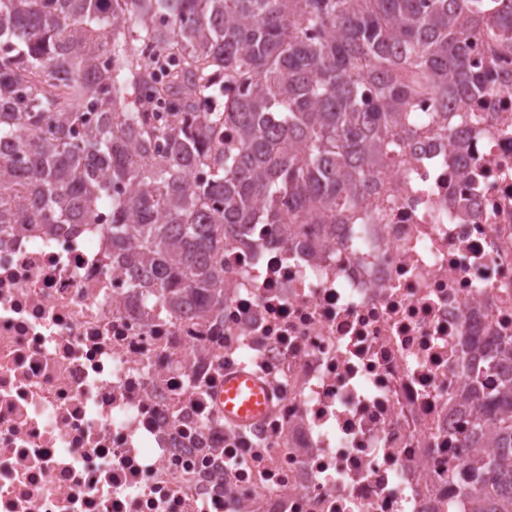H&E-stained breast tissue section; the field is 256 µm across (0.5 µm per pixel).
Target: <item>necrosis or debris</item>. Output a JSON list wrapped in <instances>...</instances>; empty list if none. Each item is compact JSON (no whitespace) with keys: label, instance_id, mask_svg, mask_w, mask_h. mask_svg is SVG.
<instances>
[{"label":"necrosis or debris","instance_id":"obj_1","mask_svg":"<svg viewBox=\"0 0 512 512\" xmlns=\"http://www.w3.org/2000/svg\"><path fill=\"white\" fill-rule=\"evenodd\" d=\"M466 33L488 96L412 101L346 224H240L224 303L172 306L90 224L0 225V512H471L468 368L512 336V43ZM270 396L224 420V377Z\"/></svg>","mask_w":512,"mask_h":512}]
</instances>
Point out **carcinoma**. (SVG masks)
<instances>
[{
	"label": "carcinoma",
	"instance_id": "1",
	"mask_svg": "<svg viewBox=\"0 0 512 512\" xmlns=\"http://www.w3.org/2000/svg\"><path fill=\"white\" fill-rule=\"evenodd\" d=\"M489 7L511 38L512 0H0V224H89L124 187L112 253L163 301L219 305L226 227L350 220L419 90L444 113L488 92L465 31ZM489 427L464 495L512 512L511 386Z\"/></svg>",
	"mask_w": 512,
	"mask_h": 512
}]
</instances>
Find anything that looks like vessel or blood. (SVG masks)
<instances>
[{"label":"vessel or blood","mask_w":512,"mask_h":512,"mask_svg":"<svg viewBox=\"0 0 512 512\" xmlns=\"http://www.w3.org/2000/svg\"><path fill=\"white\" fill-rule=\"evenodd\" d=\"M268 392L251 372L239 370L224 378V420L246 426L258 421L268 406Z\"/></svg>","instance_id":"obj_1"}]
</instances>
